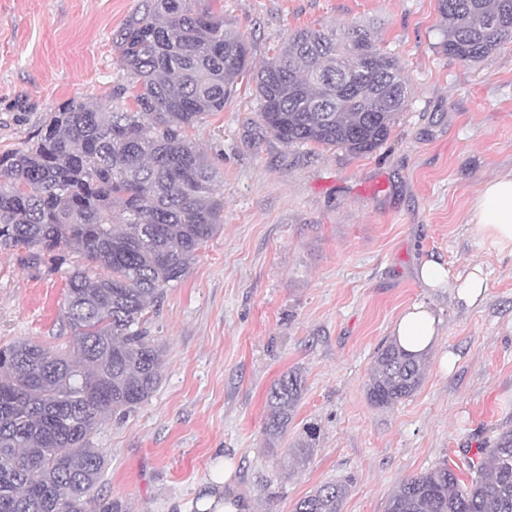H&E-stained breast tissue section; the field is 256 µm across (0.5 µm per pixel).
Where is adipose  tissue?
Masks as SVG:
<instances>
[{"label": "adipose tissue", "mask_w": 512, "mask_h": 512, "mask_svg": "<svg viewBox=\"0 0 512 512\" xmlns=\"http://www.w3.org/2000/svg\"><path fill=\"white\" fill-rule=\"evenodd\" d=\"M473 220L481 234L500 251L512 253V175L487 181L473 204ZM437 319L422 305L404 312L393 328V336L405 350L420 353L431 347L436 335ZM232 468L218 463L213 470L211 488L198 499L182 505L180 512H250L249 503L224 492Z\"/></svg>", "instance_id": "ef3b65f1"}]
</instances>
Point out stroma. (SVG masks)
<instances>
[{
  "mask_svg": "<svg viewBox=\"0 0 512 512\" xmlns=\"http://www.w3.org/2000/svg\"><path fill=\"white\" fill-rule=\"evenodd\" d=\"M139 0H0V152L32 143L71 99L105 102L123 72L112 37ZM254 63L289 32L368 22L409 81L408 105L375 151L286 145L260 128L253 82L189 130L219 172L223 223L147 330L164 347L157 391L105 421L103 491L125 512H179L216 456L251 512H292L325 482L347 486L342 512H385L404 479L448 463L462 483L479 448L512 427V254L472 220L483 184L512 173V43L465 64L439 46L437 0H217ZM450 277L482 265L467 306L426 287L424 260ZM63 271L0 252V346L64 349ZM425 305L439 320L420 388L394 407L365 385L397 318ZM305 378L286 443L316 427L299 467L271 452L265 398L291 368Z\"/></svg>",
  "mask_w": 512,
  "mask_h": 512,
  "instance_id": "stroma-1",
  "label": "stroma"
}]
</instances>
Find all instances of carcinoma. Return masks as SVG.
<instances>
[{"label": "carcinoma", "mask_w": 512, "mask_h": 512, "mask_svg": "<svg viewBox=\"0 0 512 512\" xmlns=\"http://www.w3.org/2000/svg\"><path fill=\"white\" fill-rule=\"evenodd\" d=\"M216 0H142L113 39L125 80L108 103L59 105L33 144L0 153V252L65 271L63 351L29 341L0 348V512H123L103 494L107 453L93 437L136 409L160 383L163 347L149 313L180 282L223 221L218 172L188 139L224 110L251 70L243 34ZM442 51L489 60L512 42V0H438ZM266 132L287 145L370 153L389 137L409 80L369 28L304 29L252 74ZM426 354L395 341L378 350L367 398L387 408L420 386ZM304 391L285 372L266 398L263 435L277 449ZM314 438L284 450L297 464ZM470 484L443 463L402 481L386 512H512V428L478 451ZM343 484L327 482L293 512H341Z\"/></svg>", "instance_id": "carcinoma-1"}]
</instances>
